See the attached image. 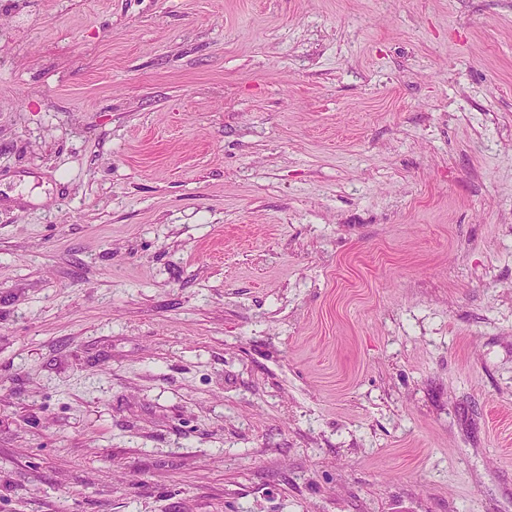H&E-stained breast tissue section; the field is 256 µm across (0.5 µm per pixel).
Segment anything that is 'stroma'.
<instances>
[{
    "label": "stroma",
    "mask_w": 512,
    "mask_h": 512,
    "mask_svg": "<svg viewBox=\"0 0 512 512\" xmlns=\"http://www.w3.org/2000/svg\"><path fill=\"white\" fill-rule=\"evenodd\" d=\"M0 512H512V0H0Z\"/></svg>",
    "instance_id": "35a3bbf8"
}]
</instances>
